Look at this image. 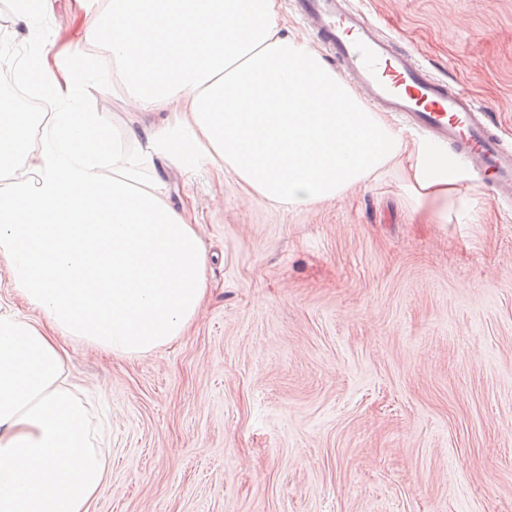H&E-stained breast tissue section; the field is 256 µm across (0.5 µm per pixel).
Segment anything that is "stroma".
I'll return each instance as SVG.
<instances>
[{
    "mask_svg": "<svg viewBox=\"0 0 512 512\" xmlns=\"http://www.w3.org/2000/svg\"><path fill=\"white\" fill-rule=\"evenodd\" d=\"M427 71L495 112L512 147V0H353ZM84 99L124 135L117 86ZM408 151L305 208L233 174L163 176L190 195L209 293L139 357L66 345L104 427L90 512H512V199L456 166L419 197Z\"/></svg>",
    "mask_w": 512,
    "mask_h": 512,
    "instance_id": "stroma-1",
    "label": "stroma"
}]
</instances>
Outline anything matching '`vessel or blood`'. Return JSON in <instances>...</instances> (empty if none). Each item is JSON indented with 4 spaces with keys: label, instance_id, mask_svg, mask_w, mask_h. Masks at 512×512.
Segmentation results:
<instances>
[{
    "label": "vessel or blood",
    "instance_id": "vessel-or-blood-1",
    "mask_svg": "<svg viewBox=\"0 0 512 512\" xmlns=\"http://www.w3.org/2000/svg\"><path fill=\"white\" fill-rule=\"evenodd\" d=\"M291 2L319 47L336 59L370 105L398 114L434 146H453L481 181L512 196V149L502 145L494 120L467 91L429 75L349 0Z\"/></svg>",
    "mask_w": 512,
    "mask_h": 512
}]
</instances>
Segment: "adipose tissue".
<instances>
[{
	"label": "adipose tissue",
	"mask_w": 512,
	"mask_h": 512,
	"mask_svg": "<svg viewBox=\"0 0 512 512\" xmlns=\"http://www.w3.org/2000/svg\"><path fill=\"white\" fill-rule=\"evenodd\" d=\"M82 33L41 29L54 0H14L34 49L19 78L39 122L0 107V259L42 321L0 313V512H89L108 463L60 338L137 357L197 316L208 256L163 167L232 172L278 205L336 198L403 143L296 36L276 0H72ZM112 78L160 124L111 136L81 91ZM426 196L453 190L448 158L409 165Z\"/></svg>",
	"instance_id": "obj_1"
}]
</instances>
